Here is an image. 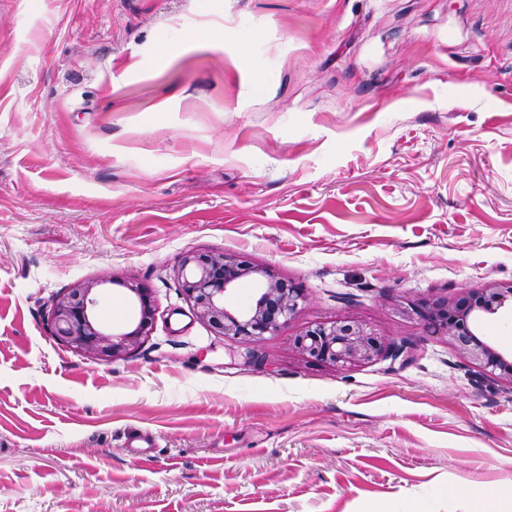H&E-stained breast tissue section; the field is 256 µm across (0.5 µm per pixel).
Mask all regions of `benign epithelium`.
Here are the masks:
<instances>
[{
    "instance_id": "benign-epithelium-1",
    "label": "benign epithelium",
    "mask_w": 512,
    "mask_h": 512,
    "mask_svg": "<svg viewBox=\"0 0 512 512\" xmlns=\"http://www.w3.org/2000/svg\"><path fill=\"white\" fill-rule=\"evenodd\" d=\"M175 275L195 317L216 335L232 340L256 341L276 333L297 317L305 301L302 290L292 282L233 253H186L178 260ZM241 282L254 286V301L233 312L226 306V295ZM108 283L123 286L132 307L127 324L117 329L105 325L99 314L98 295ZM503 308L512 309V282L492 281L462 296L422 299L411 311L427 333L448 337L469 362L512 384V353L502 352L479 334L484 318ZM155 315L154 302L140 282L112 276L73 283L54 301L47 326L59 345L97 361L112 362L143 343ZM294 344L303 355L342 367L395 356L406 348L404 343H387L355 317L308 325L296 335Z\"/></svg>"
}]
</instances>
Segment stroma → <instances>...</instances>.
Instances as JSON below:
<instances>
[{"mask_svg":"<svg viewBox=\"0 0 512 512\" xmlns=\"http://www.w3.org/2000/svg\"><path fill=\"white\" fill-rule=\"evenodd\" d=\"M190 251L271 268L299 316L215 335ZM114 274L153 296L142 346L57 344L53 299ZM511 280L512 0H0V512L512 504V384L410 312ZM348 316L407 349H295Z\"/></svg>","mask_w":512,"mask_h":512,"instance_id":"obj_1","label":"stroma"}]
</instances>
